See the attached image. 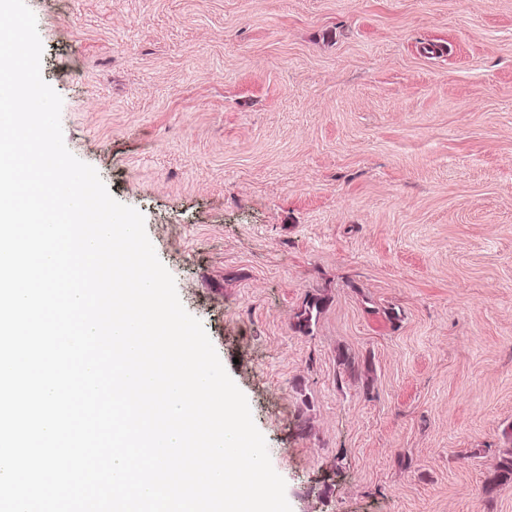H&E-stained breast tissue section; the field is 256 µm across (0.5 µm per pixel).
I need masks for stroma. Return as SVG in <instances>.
<instances>
[{
  "mask_svg": "<svg viewBox=\"0 0 512 512\" xmlns=\"http://www.w3.org/2000/svg\"><path fill=\"white\" fill-rule=\"evenodd\" d=\"M26 4L292 512H512V0ZM512 485V452L503 456L495 465L494 475L489 479L486 491L493 493L504 486Z\"/></svg>",
  "mask_w": 512,
  "mask_h": 512,
  "instance_id": "35a3bbf8",
  "label": "stroma"
}]
</instances>
